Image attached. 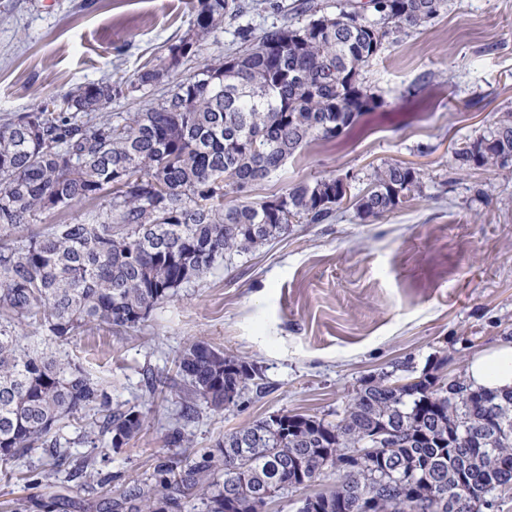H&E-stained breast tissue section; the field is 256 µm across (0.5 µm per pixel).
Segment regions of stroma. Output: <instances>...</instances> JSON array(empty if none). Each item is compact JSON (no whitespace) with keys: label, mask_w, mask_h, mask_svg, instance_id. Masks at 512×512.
Returning <instances> with one entry per match:
<instances>
[{"label":"stroma","mask_w":512,"mask_h":512,"mask_svg":"<svg viewBox=\"0 0 512 512\" xmlns=\"http://www.w3.org/2000/svg\"><path fill=\"white\" fill-rule=\"evenodd\" d=\"M191 19L190 0H0V126L85 83L136 75ZM361 80L376 111L311 142L248 199L344 174L357 195L386 163L422 169L421 190L371 222L344 201L330 223L292 225L178 289L137 331L60 343L113 404L141 412L142 427L115 449L91 440L89 420L66 421L63 465L41 449L0 464V512H112L113 497L154 482L161 463L213 453L226 433L279 412L332 421L367 376L403 377L440 358L462 375L512 343V166H453L460 143L512 111V0H451L388 44ZM197 342L253 364L264 388L202 409L175 447V362ZM151 375L162 381L153 393ZM85 459L91 473L76 472Z\"/></svg>","instance_id":"obj_1"}]
</instances>
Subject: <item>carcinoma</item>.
<instances>
[{
	"label": "carcinoma",
	"instance_id": "carcinoma-1",
	"mask_svg": "<svg viewBox=\"0 0 512 512\" xmlns=\"http://www.w3.org/2000/svg\"><path fill=\"white\" fill-rule=\"evenodd\" d=\"M448 0H356L328 13L297 5L303 24L237 29L240 46L218 65L180 76L196 48L256 9L251 0H196L185 35L129 80L89 82L50 97L0 127V463L55 448L61 422L102 414L111 447L141 429V413L112 407L107 393L45 334L63 342L106 326L130 332L158 303L209 272L283 236L278 207L298 224H325L344 197L341 177L301 183L259 204L224 206L275 174L313 139L349 131L377 107L361 71L391 37L426 26ZM168 90L140 112L98 117L116 97ZM460 169L512 165V113L454 152ZM422 171L373 170L354 197L362 220L406 202ZM111 195L75 222L29 229L37 215ZM27 326L32 331L21 333ZM437 360L416 375L369 376L336 421L277 413L224 435L212 458L112 500V512H182L197 490L205 512H263L261 492H293L328 471L336 482L297 512H470L458 491L488 498L512 489V388L443 377ZM188 383L179 419L201 405L221 411L258 377L249 363L190 345L177 360ZM203 404H198L197 400ZM231 507H226L228 489Z\"/></svg>",
	"mask_w": 512,
	"mask_h": 512
}]
</instances>
